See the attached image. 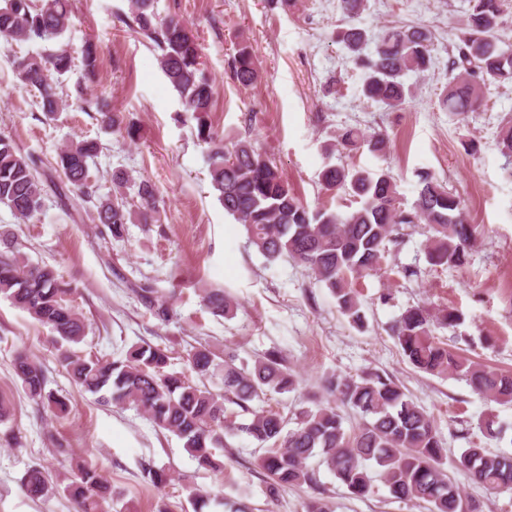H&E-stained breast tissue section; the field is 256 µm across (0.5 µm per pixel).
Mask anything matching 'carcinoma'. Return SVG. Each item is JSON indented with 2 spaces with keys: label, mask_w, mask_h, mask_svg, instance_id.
Masks as SVG:
<instances>
[{
  "label": "carcinoma",
  "mask_w": 512,
  "mask_h": 512,
  "mask_svg": "<svg viewBox=\"0 0 512 512\" xmlns=\"http://www.w3.org/2000/svg\"><path fill=\"white\" fill-rule=\"evenodd\" d=\"M505 0H468L466 19L451 36L455 54L448 60V91L441 97L445 112L465 115L484 105L490 83H512V43L507 38ZM346 27L336 33L348 59L363 72L361 98L385 110H397L412 97L411 75L435 64L431 31L412 26H383L374 31L361 26L367 0H340ZM72 12L71 0H3L0 4V43H48L65 32ZM126 25L149 38L161 51L159 67L179 93L184 112L197 124V138L210 149V177L224 211L247 233L249 244L268 262L288 257L323 283L336 300L339 311L359 328L365 325L360 292L355 281L378 273L386 246L396 241L402 224H428L431 235L425 245L433 266L461 267L477 240L476 225L468 222L459 195L435 175L419 174L418 197L412 206L401 198L395 177L388 171L328 165L321 174L322 188L329 194L343 193L359 206L348 212L325 207L310 208L283 178L277 165L260 153L251 140L229 144L219 138L210 123L213 90L201 68L202 48L192 28L176 18L161 19L154 0H132ZM69 44H61L36 56L14 60L17 79L35 92L36 104L52 118L68 107L58 78L72 67ZM87 76L96 75L97 54L91 41L82 47ZM231 78L248 88L260 79V66L247 45L239 47L228 61ZM337 143L352 152L366 146L373 153L387 148L382 131L366 133L356 127L338 135ZM497 147L512 158V123L500 127ZM99 152L93 140L73 141L58 153L57 166L71 184V192H59L66 209L80 213L93 204L99 223L112 236L120 237L131 220L124 199L132 179L124 172L112 175V189L97 194L91 184L89 161ZM44 184L36 162L23 155L14 140L0 136V204L10 207L23 220L43 208ZM139 221L157 222L156 189L147 180L137 184ZM0 297L27 312L54 333L57 361L75 385L100 399L134 407L146 414L160 430L174 434L198 465L223 469L215 459L224 451V433L243 432L262 450L261 466L274 495L288 486L313 487L315 470L310 462L324 465L349 494L365 499L374 493L379 476L391 497L424 502L428 512H478L463 509L464 494L444 468L447 459L441 432L433 416L414 402L392 379L372 370L358 376L332 377L325 387L341 404L361 417L356 429H346L336 408L323 406L304 410L296 426L285 430L286 421L272 410L253 403L269 394L297 388L298 379L281 351L271 349L252 362L236 363L237 355L224 352V360L207 345L187 352L185 368L170 371L171 351L144 342L117 360L86 356L73 349L83 341L86 323L70 298L71 289L48 265L30 262L12 242L0 240ZM143 297L159 312L168 311V298L148 284L139 287ZM202 301L216 316L232 312V302L221 289H204ZM461 322L455 310L433 311L416 305L395 320L392 334L405 360L415 369L438 377L462 376L473 390L489 402L512 404V373L465 358L435 337V330L454 328ZM13 375L27 397L59 414L68 410L66 398L46 390L43 365L24 350L13 355ZM219 377L223 391H212L205 381ZM250 415L243 423L227 420V405ZM480 428L492 440H502L506 428L494 414L480 420ZM456 467L470 479L494 492L512 493V456L471 445L461 451ZM25 491L35 498L68 496L79 512H104L112 491L97 470L77 465L72 475L52 482L33 466L26 474ZM193 512L214 504L224 512H249L240 499L218 498L194 491Z\"/></svg>",
  "instance_id": "obj_1"
}]
</instances>
